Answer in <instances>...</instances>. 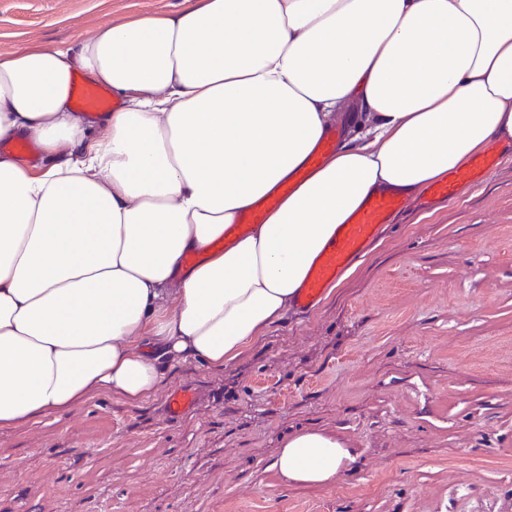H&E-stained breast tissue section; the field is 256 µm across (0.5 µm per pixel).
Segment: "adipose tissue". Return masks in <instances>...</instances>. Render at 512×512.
<instances>
[{"instance_id":"ef3b65f1","label":"adipose tissue","mask_w":512,"mask_h":512,"mask_svg":"<svg viewBox=\"0 0 512 512\" xmlns=\"http://www.w3.org/2000/svg\"><path fill=\"white\" fill-rule=\"evenodd\" d=\"M121 108L96 131L76 74ZM343 145L234 247L212 242L303 166L352 101ZM0 429L105 392L137 404L161 361L223 368L280 319L338 224L512 141V0H205L0 59ZM207 259L187 268L183 256ZM353 458L323 430L272 466L305 486Z\"/></svg>"}]
</instances>
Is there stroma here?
Here are the masks:
<instances>
[{
	"label": "stroma",
	"mask_w": 512,
	"mask_h": 512,
	"mask_svg": "<svg viewBox=\"0 0 512 512\" xmlns=\"http://www.w3.org/2000/svg\"><path fill=\"white\" fill-rule=\"evenodd\" d=\"M195 2L0 0V53ZM304 429L354 448L334 483L272 468ZM0 512H512V154L453 202L412 195L352 275L223 369L173 360L140 404L1 429ZM195 393L190 388H178L168 398L166 414L169 419L181 418L194 404Z\"/></svg>",
	"instance_id": "obj_1"
}]
</instances>
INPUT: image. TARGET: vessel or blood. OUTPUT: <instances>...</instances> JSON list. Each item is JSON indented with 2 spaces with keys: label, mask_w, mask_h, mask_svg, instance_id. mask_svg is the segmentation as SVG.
<instances>
[{
  "label": "vessel or blood",
  "mask_w": 512,
  "mask_h": 512,
  "mask_svg": "<svg viewBox=\"0 0 512 512\" xmlns=\"http://www.w3.org/2000/svg\"><path fill=\"white\" fill-rule=\"evenodd\" d=\"M73 99L79 107L91 110H104L112 106V101L104 88L90 86L80 81L74 84ZM341 137L340 128L336 127L327 132L309 155L306 170L297 172V179H304L307 169L317 168L330 154L335 153ZM501 159V152L493 150L474 156L466 166L449 172L447 177L431 184L428 193L438 200H453L462 188L480 185L486 174ZM292 190V183L282 184L272 194L244 211L237 223L225 225L223 237L215 243L216 248L225 249L232 246L248 235L254 225L265 223L269 213L276 209L281 199ZM406 203V196L397 191L382 190L367 196L346 222L337 226L331 240L312 263L309 274L294 300L296 309L303 313L312 308L321 299L326 288L334 284L342 272L365 253L382 228L392 223ZM194 402L195 394L192 389H176L166 403L168 418H181Z\"/></svg>",
  "instance_id": "b4317fda"
}]
</instances>
